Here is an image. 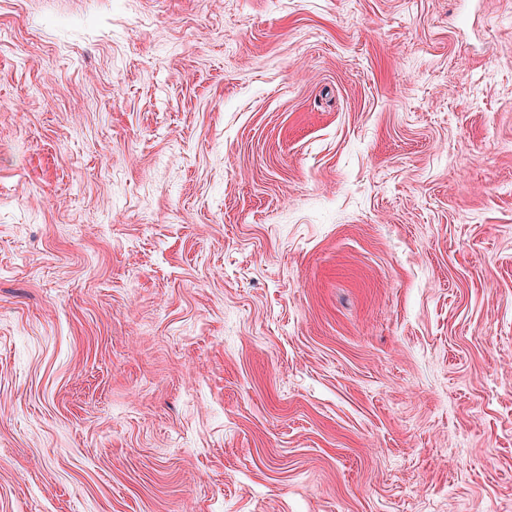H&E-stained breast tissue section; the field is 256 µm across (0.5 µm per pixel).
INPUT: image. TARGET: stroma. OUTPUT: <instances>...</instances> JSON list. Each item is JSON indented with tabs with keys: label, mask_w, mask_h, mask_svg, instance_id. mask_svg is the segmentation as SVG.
Masks as SVG:
<instances>
[{
	"label": "stroma",
	"mask_w": 512,
	"mask_h": 512,
	"mask_svg": "<svg viewBox=\"0 0 512 512\" xmlns=\"http://www.w3.org/2000/svg\"><path fill=\"white\" fill-rule=\"evenodd\" d=\"M0 512H512V0H0Z\"/></svg>",
	"instance_id": "1"
}]
</instances>
